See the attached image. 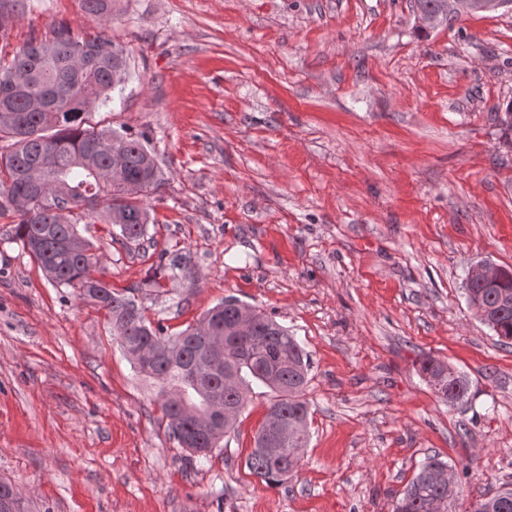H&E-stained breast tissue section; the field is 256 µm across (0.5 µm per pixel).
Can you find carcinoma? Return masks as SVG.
<instances>
[{"label": "carcinoma", "mask_w": 512, "mask_h": 512, "mask_svg": "<svg viewBox=\"0 0 512 512\" xmlns=\"http://www.w3.org/2000/svg\"><path fill=\"white\" fill-rule=\"evenodd\" d=\"M81 9L98 25L112 18V0H80ZM422 13L452 21L457 14L449 0H415ZM24 0H0V38ZM125 51L100 35L79 38L60 27L50 40L27 42L9 60L0 62V208L8 205L19 220L14 236L59 286L79 290V296L99 304L112 318L113 335L139 374L160 384L161 408L168 430L179 446L208 458L220 447L247 403L252 385L275 393L265 419L254 436L246 464L261 480L275 484L297 468L309 442L308 406L304 392L312 367L310 354L288 328L254 313L243 334H225L235 321L237 299L227 297L198 321L175 336L164 326L146 323L135 301L112 291L93 276V245L78 230L79 220L91 217L85 206L100 195L110 198L106 223L138 245L146 235L150 215L142 197L158 190L154 156L143 140L110 128L86 127V117L124 84ZM179 254L159 255V266L172 275L188 268ZM469 306L507 344L512 341V272L495 288L474 286L466 291ZM226 336L224 348L201 345L207 334ZM419 370L448 405L468 395L467 377L432 357ZM222 413L210 430L201 433L197 421ZM297 425L275 454L265 450L264 435L272 418ZM451 468L439 456L418 466L394 512H447L455 495L454 481L440 482L436 473ZM473 512H512V488L479 500Z\"/></svg>", "instance_id": "cac0c4a2"}]
</instances>
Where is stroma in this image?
Wrapping results in <instances>:
<instances>
[{
	"label": "stroma",
	"instance_id": "35a3bbf8",
	"mask_svg": "<svg viewBox=\"0 0 512 512\" xmlns=\"http://www.w3.org/2000/svg\"><path fill=\"white\" fill-rule=\"evenodd\" d=\"M64 25L128 56L92 126L145 135L161 186L142 248L80 233L96 277L175 335L228 296L294 333L310 441L276 485L246 465L254 387L211 460L168 432L106 310L49 281L0 213V482L21 512H392L436 454L448 512L512 487V344L468 306L474 265L512 269V9L420 29L415 0H25L7 48ZM189 257L170 277L160 252ZM465 374L448 406L423 357ZM81 9L92 22L105 25L112 18V0H80Z\"/></svg>",
	"mask_w": 512,
	"mask_h": 512
}]
</instances>
